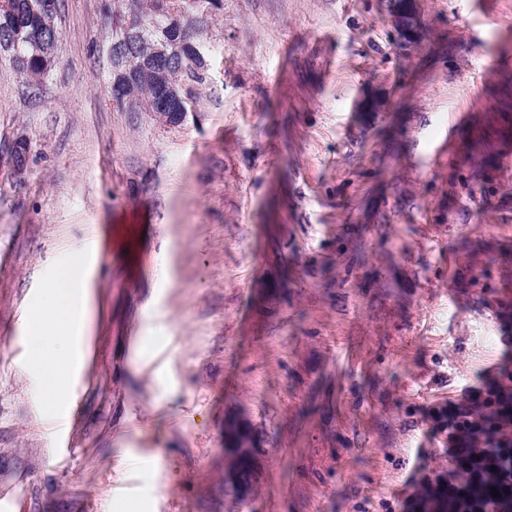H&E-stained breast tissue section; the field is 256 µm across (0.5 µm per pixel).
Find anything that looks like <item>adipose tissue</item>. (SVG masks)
Returning <instances> with one entry per match:
<instances>
[{"instance_id":"adipose-tissue-1","label":"adipose tissue","mask_w":512,"mask_h":512,"mask_svg":"<svg viewBox=\"0 0 512 512\" xmlns=\"http://www.w3.org/2000/svg\"><path fill=\"white\" fill-rule=\"evenodd\" d=\"M88 318L87 294L79 273L70 267L51 278L31 319L26 336L31 344L23 370L34 371L56 415H63L74 370L83 362L80 332Z\"/></svg>"}]
</instances>
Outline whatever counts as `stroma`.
<instances>
[{"label": "stroma", "mask_w": 512, "mask_h": 512, "mask_svg": "<svg viewBox=\"0 0 512 512\" xmlns=\"http://www.w3.org/2000/svg\"><path fill=\"white\" fill-rule=\"evenodd\" d=\"M119 6L62 0L40 87L0 56V512H399L448 469L430 409L512 372V0H421L412 41L387 0H223L178 127L110 100ZM68 260L57 420L20 365ZM242 434L251 437L248 428L239 422L228 423L224 430V450L228 456L224 469V490L229 493L228 497L237 502L246 501L251 496L259 479V448L254 447L253 440L250 444H241ZM232 459L243 461L246 468L232 465Z\"/></svg>", "instance_id": "obj_1"}]
</instances>
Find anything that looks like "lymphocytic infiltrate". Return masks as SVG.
Wrapping results in <instances>:
<instances>
[{
	"label": "lymphocytic infiltrate",
	"mask_w": 512,
	"mask_h": 512,
	"mask_svg": "<svg viewBox=\"0 0 512 512\" xmlns=\"http://www.w3.org/2000/svg\"><path fill=\"white\" fill-rule=\"evenodd\" d=\"M435 419L448 432V473L402 512H425L431 498L446 512H512V375L463 389Z\"/></svg>",
	"instance_id": "obj_1"
}]
</instances>
